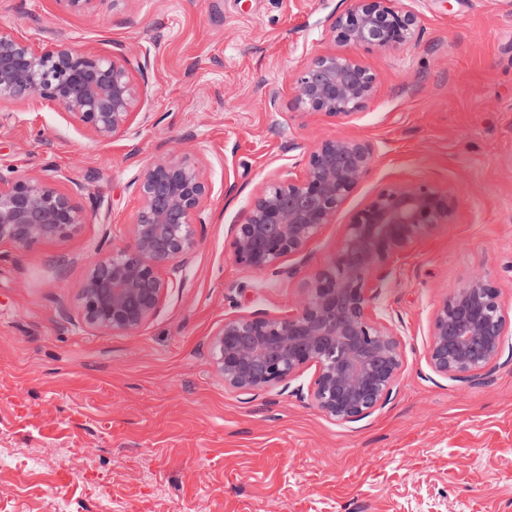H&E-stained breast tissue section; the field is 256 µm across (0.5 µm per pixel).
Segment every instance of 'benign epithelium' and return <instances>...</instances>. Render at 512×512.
I'll return each instance as SVG.
<instances>
[{"instance_id":"obj_1","label":"benign epithelium","mask_w":512,"mask_h":512,"mask_svg":"<svg viewBox=\"0 0 512 512\" xmlns=\"http://www.w3.org/2000/svg\"><path fill=\"white\" fill-rule=\"evenodd\" d=\"M419 11L404 0H352L332 17L325 36L340 49L313 54L293 76L294 104L306 115L348 122L375 97L378 75L354 50H401L420 42ZM133 64L115 47L80 50L53 32L37 45L0 29V105L38 96L87 136L111 141L138 124ZM376 147L339 135L320 141L298 169L266 181L228 234L235 260L271 276L302 255L363 182ZM138 206L127 240L89 262L81 293L83 322L110 333L139 331L181 286L186 260L199 247L213 186L196 158L170 156L142 168L133 181ZM83 187L60 175L0 173V244L26 246L69 235L87 222ZM451 191L394 184L355 211L342 247L310 279L285 315L254 311L224 319L210 357L224 385L261 392L296 382L294 393L338 423L370 414L391 396L402 365L401 331L381 306L396 262L442 224L453 222ZM509 320L501 287L474 271L432 312L427 361L452 381L483 382L501 355Z\"/></svg>"}]
</instances>
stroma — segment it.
I'll use <instances>...</instances> for the list:
<instances>
[{
  "label": "stroma",
  "instance_id": "35a3bbf8",
  "mask_svg": "<svg viewBox=\"0 0 512 512\" xmlns=\"http://www.w3.org/2000/svg\"><path fill=\"white\" fill-rule=\"evenodd\" d=\"M350 0H0V29L147 60L144 120L100 142L41 98L0 108V165L83 186L69 237L0 245V512H512V335L487 383L434 373L427 327L470 270L512 310V0H418L423 35L360 48L379 78L351 123L296 114L291 81ZM373 142L374 165L293 275L240 266L227 237L268 178L323 138ZM188 151L214 193L182 287L138 332L86 326L91 259L119 244L142 167ZM395 183L450 190L452 223L399 264L383 294L404 329L388 403L337 423L274 387L227 388L208 343L226 317L287 311L341 247L351 214Z\"/></svg>",
  "mask_w": 512,
  "mask_h": 512
}]
</instances>
